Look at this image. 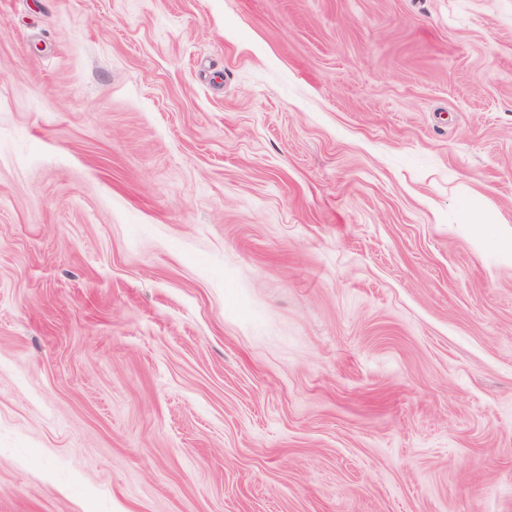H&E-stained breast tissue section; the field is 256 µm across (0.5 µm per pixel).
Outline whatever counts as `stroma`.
Returning a JSON list of instances; mask_svg holds the SVG:
<instances>
[{"mask_svg": "<svg viewBox=\"0 0 512 512\" xmlns=\"http://www.w3.org/2000/svg\"><path fill=\"white\" fill-rule=\"evenodd\" d=\"M0 512H512V0H0Z\"/></svg>", "mask_w": 512, "mask_h": 512, "instance_id": "stroma-1", "label": "stroma"}]
</instances>
